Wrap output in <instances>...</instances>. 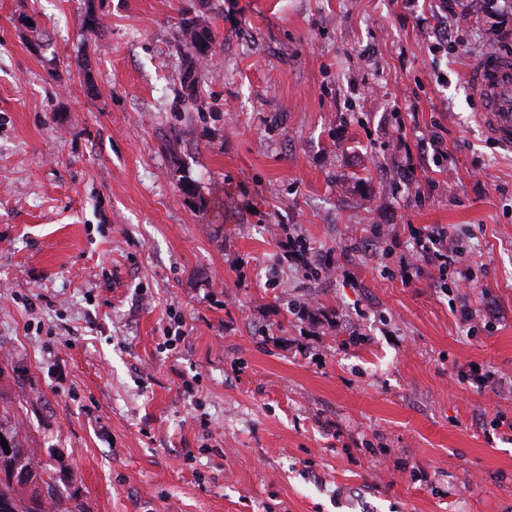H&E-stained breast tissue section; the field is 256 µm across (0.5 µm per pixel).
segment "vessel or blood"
Instances as JSON below:
<instances>
[{"label": "vessel or blood", "instance_id": "obj_1", "mask_svg": "<svg viewBox=\"0 0 512 512\" xmlns=\"http://www.w3.org/2000/svg\"><path fill=\"white\" fill-rule=\"evenodd\" d=\"M467 79L479 123L497 144L512 148V57L484 56L471 64Z\"/></svg>", "mask_w": 512, "mask_h": 512}]
</instances>
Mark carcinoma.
Listing matches in <instances>:
<instances>
[{
  "mask_svg": "<svg viewBox=\"0 0 512 512\" xmlns=\"http://www.w3.org/2000/svg\"><path fill=\"white\" fill-rule=\"evenodd\" d=\"M180 29L184 44L180 50L191 56L193 60H201L208 56L212 46V34L205 20L200 15L188 16L182 14ZM200 94L199 81L195 78V71L187 70L180 78V90L176 93V103L189 110ZM10 451L0 448V473H5L6 480L0 479V512H43L38 497L23 495V489L37 477L34 472V463L25 450L20 448L15 436L8 439ZM18 469L26 473V480L15 479L13 470Z\"/></svg>",
  "mask_w": 512,
  "mask_h": 512,
  "instance_id": "cac0c4a2",
  "label": "carcinoma"
}]
</instances>
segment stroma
<instances>
[{
  "label": "stroma",
  "instance_id": "1",
  "mask_svg": "<svg viewBox=\"0 0 512 512\" xmlns=\"http://www.w3.org/2000/svg\"><path fill=\"white\" fill-rule=\"evenodd\" d=\"M463 2L0 0V427L53 478L26 494L512 512V149L466 80L512 56V0ZM186 11L213 44L182 112ZM450 245L448 243V233L443 229L418 236L420 253L425 256L432 255L438 261H442L441 265H446L448 262V246L451 250Z\"/></svg>",
  "mask_w": 512,
  "mask_h": 512
}]
</instances>
